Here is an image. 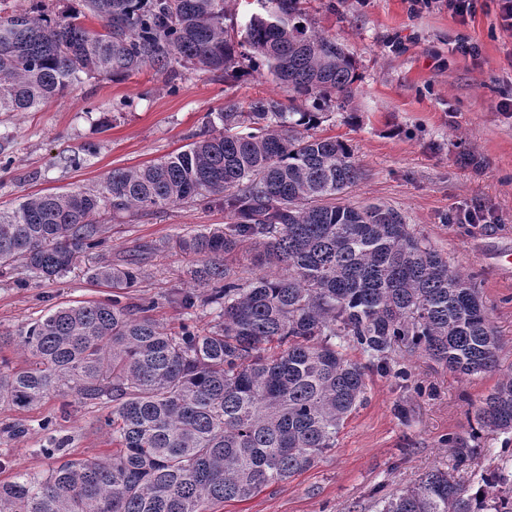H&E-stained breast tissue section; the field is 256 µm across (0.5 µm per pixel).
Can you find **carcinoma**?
Listing matches in <instances>:
<instances>
[{
    "instance_id": "1",
    "label": "carcinoma",
    "mask_w": 512,
    "mask_h": 512,
    "mask_svg": "<svg viewBox=\"0 0 512 512\" xmlns=\"http://www.w3.org/2000/svg\"><path fill=\"white\" fill-rule=\"evenodd\" d=\"M103 21L39 7L0 17V112H29L65 96L81 75L113 78L172 63L242 73L259 59L286 88L217 113L221 127L157 162L116 168L97 190L34 195L0 210V268L16 263L47 279L76 254L104 244L114 214L204 201L224 209L222 228L176 241L197 257L198 296L185 309L216 306L215 324L189 318L168 333L151 304L120 300L59 305L19 330L30 362L0 369V403L20 409L52 393L110 404L116 451L68 459L46 473L0 483V512H209L309 469L365 399L354 347L391 372L398 350H420L449 370L478 377L497 369L499 338L473 277L381 203L339 200L359 180L352 148L309 133L325 107L342 109L360 79L357 61L312 26L302 0H259L236 40L224 0H83ZM270 273L244 277L225 260L244 245ZM139 263L90 275L132 288ZM479 432L452 436L461 465L479 454L480 432L512 433V372L474 408ZM379 512H512V471L501 466L467 487L442 469L379 501Z\"/></svg>"
}]
</instances>
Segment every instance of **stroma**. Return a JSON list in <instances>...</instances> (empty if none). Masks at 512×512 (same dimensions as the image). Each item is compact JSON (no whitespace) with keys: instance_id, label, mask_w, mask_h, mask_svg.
I'll list each match as a JSON object with an SVG mask.
<instances>
[{"instance_id":"stroma-1","label":"stroma","mask_w":512,"mask_h":512,"mask_svg":"<svg viewBox=\"0 0 512 512\" xmlns=\"http://www.w3.org/2000/svg\"><path fill=\"white\" fill-rule=\"evenodd\" d=\"M411 0H304L316 30L336 36L361 75L346 108L329 106L316 135L353 149L362 176L348 204L383 203L405 216L453 266L474 275L499 336V369L464 378L422 352H396L409 380L381 374L355 348L348 357L366 367V399L346 420L334 448L288 480L212 512H375L378 498L417 484L428 470H451L463 484L502 466L506 437L483 432L481 453L457 465L448 439L470 431L474 405L500 373L512 371V30H503L497 0H479L459 24L446 0L420 14ZM468 41L478 57L464 53ZM287 101L272 77L175 67L144 68L116 78L86 77L65 97L31 112H0V208L27 195L96 189L115 168L139 167L186 149L211 131L212 113L228 102ZM476 165L463 162V155ZM112 230L105 246L80 253L64 276L47 280L22 264L0 274V333L17 334L50 308L116 298L153 302L152 318L175 330L185 318L198 327L208 308L186 311L172 288L189 287L192 264L178 237L224 226V211L184 203L138 213L101 214ZM140 262L132 288L92 283L104 264ZM109 409L74 395H53L35 407L0 403V482L54 465L41 455L49 435L66 438L70 457L113 451L103 425ZM22 424L19 435L8 425Z\"/></svg>"}]
</instances>
